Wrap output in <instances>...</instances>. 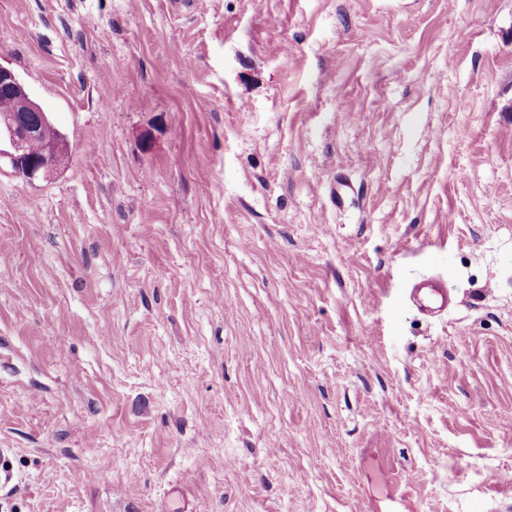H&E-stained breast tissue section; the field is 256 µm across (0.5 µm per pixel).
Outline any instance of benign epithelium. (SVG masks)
Instances as JSON below:
<instances>
[{
	"mask_svg": "<svg viewBox=\"0 0 512 512\" xmlns=\"http://www.w3.org/2000/svg\"><path fill=\"white\" fill-rule=\"evenodd\" d=\"M0 84L19 89L13 111L0 115V163L7 164L15 175L26 180L45 178L60 167L62 157L57 147L50 143L40 156L32 157L28 155L27 145L38 137L41 123L47 117L12 71L0 67Z\"/></svg>",
	"mask_w": 512,
	"mask_h": 512,
	"instance_id": "benign-epithelium-1",
	"label": "benign epithelium"
}]
</instances>
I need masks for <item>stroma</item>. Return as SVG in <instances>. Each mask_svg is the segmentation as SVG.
Returning a JSON list of instances; mask_svg holds the SVG:
<instances>
[{
  "instance_id": "stroma-1",
  "label": "stroma",
  "mask_w": 512,
  "mask_h": 512,
  "mask_svg": "<svg viewBox=\"0 0 512 512\" xmlns=\"http://www.w3.org/2000/svg\"><path fill=\"white\" fill-rule=\"evenodd\" d=\"M0 66L69 144L0 169V512L512 502V0H0ZM408 298L419 312L426 315H438L448 308V289L433 279H424L416 283Z\"/></svg>"
}]
</instances>
